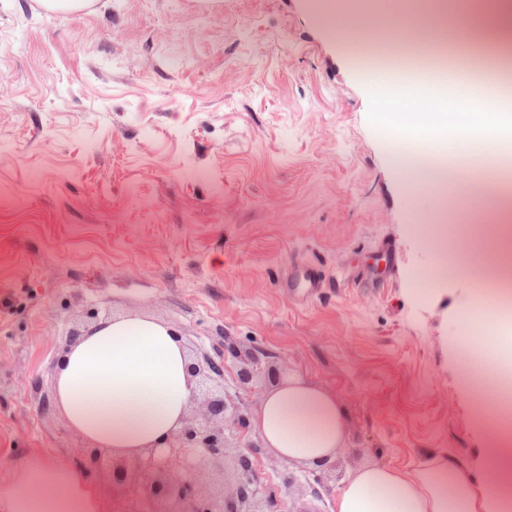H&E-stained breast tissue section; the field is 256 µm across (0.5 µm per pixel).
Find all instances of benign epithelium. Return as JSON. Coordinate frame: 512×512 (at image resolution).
I'll use <instances>...</instances> for the list:
<instances>
[{
  "instance_id": "7a95c632",
  "label": "benign epithelium",
  "mask_w": 512,
  "mask_h": 512,
  "mask_svg": "<svg viewBox=\"0 0 512 512\" xmlns=\"http://www.w3.org/2000/svg\"><path fill=\"white\" fill-rule=\"evenodd\" d=\"M190 372L208 382L224 379L223 361L207 353L190 365ZM203 399L204 419L189 420L165 446L136 456L133 464L116 458L106 448L94 446L79 451L85 467L92 472H109L115 483H132L140 499L171 505L167 512H251V502L258 495L250 479L249 459H238L239 478L235 486L216 499L208 494L197 476L202 456L224 457V426L214 417L224 414V394L196 387L193 400Z\"/></svg>"
}]
</instances>
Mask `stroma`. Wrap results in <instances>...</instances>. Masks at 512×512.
I'll list each match as a JSON object with an SVG mask.
<instances>
[{"instance_id":"obj_1","label":"stroma","mask_w":512,"mask_h":512,"mask_svg":"<svg viewBox=\"0 0 512 512\" xmlns=\"http://www.w3.org/2000/svg\"><path fill=\"white\" fill-rule=\"evenodd\" d=\"M382 0H95L46 11L0 0V477L27 453L74 461L86 440L57 410L70 334L145 313L191 354L224 361L227 416L249 415L274 372L332 390L350 440L329 470L294 467L247 429L198 475L221 497L252 464L261 512H331L347 471L445 454L481 471L490 435L459 383L460 316L476 299L434 244L483 199L408 188L380 104L340 44L352 8ZM431 243L419 241L423 217ZM394 243L392 268L377 261ZM318 264L312 304L280 284ZM383 294L359 288L365 267ZM256 365L251 388L238 371ZM111 512H163L96 476Z\"/></svg>"}]
</instances>
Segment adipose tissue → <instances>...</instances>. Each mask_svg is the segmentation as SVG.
Returning <instances> with one entry per match:
<instances>
[{"instance_id": "obj_1", "label": "adipose tissue", "mask_w": 512, "mask_h": 512, "mask_svg": "<svg viewBox=\"0 0 512 512\" xmlns=\"http://www.w3.org/2000/svg\"><path fill=\"white\" fill-rule=\"evenodd\" d=\"M480 24L499 38L504 65H512V0H493ZM404 47L437 39L455 46L461 60L438 69L415 66L403 77H375L386 111L380 124L394 167L409 186L437 187L445 178L412 163L425 151L453 153L460 168L489 146L501 161L512 160V94H497L479 74L467 71L473 52L462 30H448L435 14L399 13L389 28ZM467 266L506 280L512 266L489 251L483 235L464 238ZM493 302L473 306L466 318L475 331L471 362L460 382L474 397L480 415L507 392L501 371L512 364V335L481 336ZM186 341L171 325L145 314L100 321L80 336L57 366L55 407L70 427L94 445L118 456H136L160 447L185 425L195 380ZM251 435L288 463L328 468L349 438L348 420L332 392L297 372L285 373L258 400L248 418ZM488 479L475 481L468 466L436 457L407 470L368 463L351 469L337 491L331 512H512V441L494 435L485 450ZM0 512H108L91 474L81 465L39 453L25 455L8 480L0 482Z\"/></svg>"}]
</instances>
